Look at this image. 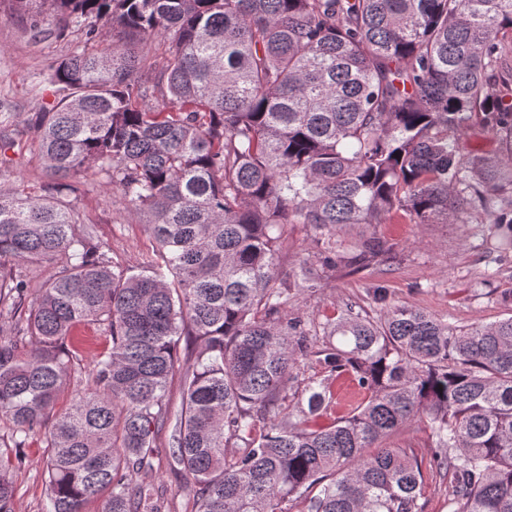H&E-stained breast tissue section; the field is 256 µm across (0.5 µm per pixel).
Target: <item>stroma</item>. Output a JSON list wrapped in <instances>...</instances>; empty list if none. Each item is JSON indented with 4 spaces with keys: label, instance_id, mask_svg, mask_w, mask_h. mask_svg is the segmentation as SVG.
<instances>
[{
    "label": "stroma",
    "instance_id": "1",
    "mask_svg": "<svg viewBox=\"0 0 512 512\" xmlns=\"http://www.w3.org/2000/svg\"><path fill=\"white\" fill-rule=\"evenodd\" d=\"M74 42L71 36L36 34L7 0H0V110L14 113L24 130L14 147L0 149L2 192H33L51 180L29 123L57 101L51 87L38 82V74L68 55ZM70 184L68 200L81 222L95 225L108 240L113 263L130 270L144 266L156 243L142 219L122 202L119 190L99 177H76ZM370 231L387 241L390 252L379 266L351 273L324 266L310 225H285L280 277L298 274L305 264L319 274L317 287L289 299L286 315L322 323L353 303L374 319L385 305L402 304L461 327L512 316V251L498 249L500 229L491 216H479L470 224H374ZM167 439V432L158 433L152 465L134 481L153 484L161 505L171 512H195L182 472L169 465ZM46 455L43 442L35 441L24 463L14 469L16 512H45Z\"/></svg>",
    "mask_w": 512,
    "mask_h": 512
}]
</instances>
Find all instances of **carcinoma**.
Returning a JSON list of instances; mask_svg holds the SVG:
<instances>
[{
  "label": "carcinoma",
  "mask_w": 512,
  "mask_h": 512,
  "mask_svg": "<svg viewBox=\"0 0 512 512\" xmlns=\"http://www.w3.org/2000/svg\"><path fill=\"white\" fill-rule=\"evenodd\" d=\"M37 30L81 45L51 65L59 94L33 121L47 168L38 194L0 192V512L36 436L47 512H160L133 485L156 434L197 512H423L411 448L421 422L452 512H512V316L458 328L393 305L349 306L315 348L280 310L286 224H308L330 267L367 269L386 243L347 228L470 224L493 217L512 249V0H10ZM161 36L152 78L134 44ZM112 40L110 52L87 45ZM495 133L492 153L451 132ZM104 176L158 244L137 272L114 266L64 180ZM55 273L30 297L31 270ZM94 324L112 346L45 425ZM323 374L292 390L299 363ZM180 375L172 418L167 386ZM363 393L328 418L336 379Z\"/></svg>",
  "instance_id": "1"
}]
</instances>
